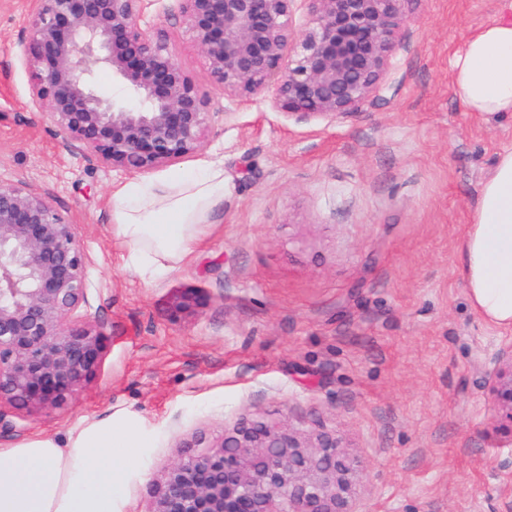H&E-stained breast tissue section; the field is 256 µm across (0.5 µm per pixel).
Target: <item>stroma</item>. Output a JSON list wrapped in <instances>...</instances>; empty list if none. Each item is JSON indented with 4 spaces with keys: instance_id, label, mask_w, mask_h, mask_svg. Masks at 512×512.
<instances>
[{
    "instance_id": "stroma-1",
    "label": "stroma",
    "mask_w": 512,
    "mask_h": 512,
    "mask_svg": "<svg viewBox=\"0 0 512 512\" xmlns=\"http://www.w3.org/2000/svg\"><path fill=\"white\" fill-rule=\"evenodd\" d=\"M505 0H414L380 89L357 113L298 119L212 85L174 0L140 19L210 95L206 143L224 207L177 269L128 272L111 188L132 174L89 160L30 103L29 0H0V184L26 181L76 224L109 353L65 410L26 416L59 437L122 411L153 434L125 512H150L184 438L240 418L340 436L364 512H507L512 425L491 410L486 361L512 331L471 307L458 245L479 189L512 150V115L469 111L453 85L467 39ZM204 300L189 316L181 290Z\"/></svg>"
}]
</instances>
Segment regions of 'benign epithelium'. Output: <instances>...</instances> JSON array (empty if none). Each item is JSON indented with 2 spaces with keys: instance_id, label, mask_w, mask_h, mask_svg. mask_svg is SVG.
I'll list each match as a JSON object with an SVG mask.
<instances>
[{
  "instance_id": "1",
  "label": "benign epithelium",
  "mask_w": 512,
  "mask_h": 512,
  "mask_svg": "<svg viewBox=\"0 0 512 512\" xmlns=\"http://www.w3.org/2000/svg\"><path fill=\"white\" fill-rule=\"evenodd\" d=\"M147 0H31V103L93 160L142 174L201 150L208 92L171 44L141 28ZM211 81L263 93L299 119L356 113L377 91L412 0H176ZM109 72L130 103L96 90ZM90 257L77 225L25 181L0 185V433L20 412L68 406L103 366L108 346L91 313ZM494 405L512 420V339L490 358ZM168 470L151 512H359L358 464L334 434L243 419Z\"/></svg>"
}]
</instances>
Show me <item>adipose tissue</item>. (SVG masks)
<instances>
[{
	"label": "adipose tissue",
	"instance_id": "obj_1",
	"mask_svg": "<svg viewBox=\"0 0 512 512\" xmlns=\"http://www.w3.org/2000/svg\"><path fill=\"white\" fill-rule=\"evenodd\" d=\"M456 94L469 111L512 113V20L472 35L453 64ZM224 206V163L160 174L112 190L116 236L142 277L176 269L195 253ZM472 308L512 328V151L485 178L458 248ZM152 436L123 413L86 422L67 437L36 436L0 448V512H124L129 478L141 470Z\"/></svg>",
	"mask_w": 512,
	"mask_h": 512
}]
</instances>
